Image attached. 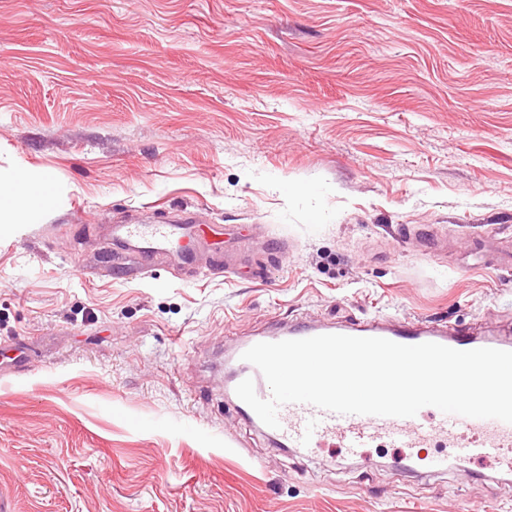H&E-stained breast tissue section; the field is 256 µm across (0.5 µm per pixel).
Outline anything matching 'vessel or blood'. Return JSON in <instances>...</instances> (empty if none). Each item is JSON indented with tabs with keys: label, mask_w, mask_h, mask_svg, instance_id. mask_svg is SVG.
Wrapping results in <instances>:
<instances>
[{
	"label": "vessel or blood",
	"mask_w": 512,
	"mask_h": 512,
	"mask_svg": "<svg viewBox=\"0 0 512 512\" xmlns=\"http://www.w3.org/2000/svg\"><path fill=\"white\" fill-rule=\"evenodd\" d=\"M109 234L113 266L126 267L128 258H135L134 271L141 276L149 275L157 259L172 255L179 258L183 269L195 268L206 243L204 229L189 214L175 223L115 224L110 227ZM326 334L379 337L404 345L433 342L457 350L496 348L512 351V332L481 335L473 328L450 323L432 326L383 317L308 324L279 319L261 334L260 339L280 342ZM249 347V342L244 341L227 353L225 361L230 365L231 373L225 390L234 393L237 385L249 378L260 398H270L271 391L262 373L242 358ZM235 408L252 425L262 426L260 418L246 403L236 401ZM278 418L279 427L262 426L264 434L277 444L305 456L329 441L338 442L355 456L385 442L390 447L404 449L399 466L405 471L425 465L434 472L447 469L449 462L462 465L479 457L491 459L501 470L512 473V424L497 419L451 415L432 406L423 407L416 416L409 418L339 415L301 403L282 405ZM435 442L445 447V454L423 458L424 448Z\"/></svg>",
	"instance_id": "vessel-or-blood-1"
}]
</instances>
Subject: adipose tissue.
I'll return each instance as SVG.
<instances>
[{
	"label": "adipose tissue",
	"instance_id": "obj_1",
	"mask_svg": "<svg viewBox=\"0 0 512 512\" xmlns=\"http://www.w3.org/2000/svg\"><path fill=\"white\" fill-rule=\"evenodd\" d=\"M53 202V184L46 175L0 174V213L8 212L17 223H34Z\"/></svg>",
	"mask_w": 512,
	"mask_h": 512
}]
</instances>
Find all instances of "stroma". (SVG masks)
Masks as SVG:
<instances>
[{
    "label": "stroma",
    "mask_w": 512,
    "mask_h": 512,
    "mask_svg": "<svg viewBox=\"0 0 512 512\" xmlns=\"http://www.w3.org/2000/svg\"><path fill=\"white\" fill-rule=\"evenodd\" d=\"M0 171L55 189L0 223V512H512L493 462L299 456L224 394L280 318L512 323V0H0ZM181 210L196 269L101 264Z\"/></svg>",
    "instance_id": "stroma-1"
}]
</instances>
